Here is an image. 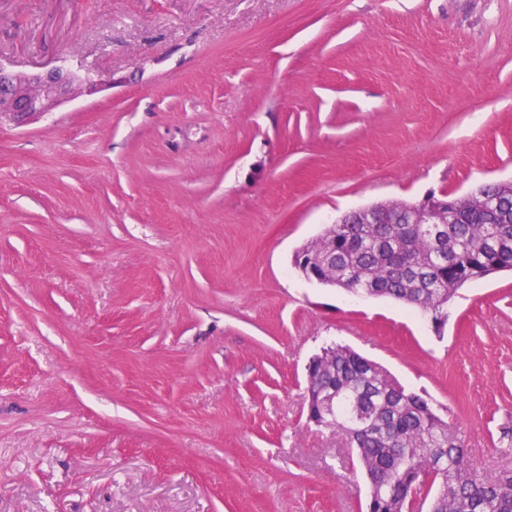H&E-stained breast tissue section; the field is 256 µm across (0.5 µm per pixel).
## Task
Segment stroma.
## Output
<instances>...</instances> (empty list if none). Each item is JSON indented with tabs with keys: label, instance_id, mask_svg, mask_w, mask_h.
I'll return each mask as SVG.
<instances>
[{
	"label": "stroma",
	"instance_id": "stroma-1",
	"mask_svg": "<svg viewBox=\"0 0 512 512\" xmlns=\"http://www.w3.org/2000/svg\"><path fill=\"white\" fill-rule=\"evenodd\" d=\"M113 75L0 124V512H363L337 341L512 465V273L441 329L307 281L374 203L512 179V0H0V63Z\"/></svg>",
	"mask_w": 512,
	"mask_h": 512
}]
</instances>
